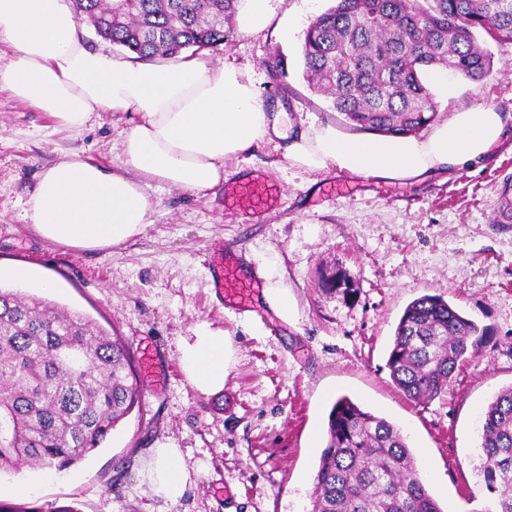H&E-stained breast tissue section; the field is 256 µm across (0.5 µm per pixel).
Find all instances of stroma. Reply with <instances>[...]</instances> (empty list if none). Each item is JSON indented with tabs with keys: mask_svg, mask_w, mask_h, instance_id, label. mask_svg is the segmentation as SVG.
<instances>
[{
	"mask_svg": "<svg viewBox=\"0 0 512 512\" xmlns=\"http://www.w3.org/2000/svg\"><path fill=\"white\" fill-rule=\"evenodd\" d=\"M333 0H278L271 26L235 33L230 45L199 52L252 77L258 99L285 111L296 132L355 129L308 84L302 45L312 20ZM491 74L453 77L434 94L440 120L492 107L506 129L478 163L418 182L363 178L286 162L276 142L251 145L224 164L226 178L260 175L280 186L276 209L250 224L224 206V188L195 193L151 184V222L107 249H74L40 237L26 202L40 174L67 154L119 164L118 147L140 113L100 111L81 131L57 126L37 108L0 90V288L36 295L97 321L133 354L152 349L161 388L142 379L139 408L103 444L63 472L0 475V504L19 512H310L328 412L349 397L401 429L429 492L443 512H489L496 498L481 472L480 419L512 386V45L492 46ZM282 59L284 70L269 65ZM252 277L272 265L288 291L287 317L264 320L215 298L210 255L216 246ZM30 264L54 283L16 282L8 270ZM349 279L354 292L324 288ZM444 296L488 333L486 347L460 370L447 394L417 404L386 366L405 307ZM223 333L232 349L224 387L202 393L187 379L179 348L198 326ZM178 449L188 478L167 496L152 475L154 451Z\"/></svg>",
	"mask_w": 512,
	"mask_h": 512,
	"instance_id": "1",
	"label": "stroma"
}]
</instances>
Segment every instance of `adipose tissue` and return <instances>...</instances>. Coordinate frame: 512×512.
Wrapping results in <instances>:
<instances>
[{"label":"adipose tissue","instance_id":"1","mask_svg":"<svg viewBox=\"0 0 512 512\" xmlns=\"http://www.w3.org/2000/svg\"><path fill=\"white\" fill-rule=\"evenodd\" d=\"M0 89L78 131L97 111L131 109L142 121L120 143V168L71 155L40 175L26 205L38 234L80 249L118 245L150 222L144 185L192 192L221 183L224 163L252 144L284 141L283 157L310 170L414 182L444 167L488 156L504 124L493 108L455 113L426 139L341 138L328 128L290 133L285 115L259 104L255 84L230 65L199 59L123 64L87 47L70 0H0ZM180 363L201 392L223 389V334L201 326L181 348Z\"/></svg>","mask_w":512,"mask_h":512}]
</instances>
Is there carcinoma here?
<instances>
[{
  "label": "carcinoma",
  "mask_w": 512,
  "mask_h": 512,
  "mask_svg": "<svg viewBox=\"0 0 512 512\" xmlns=\"http://www.w3.org/2000/svg\"><path fill=\"white\" fill-rule=\"evenodd\" d=\"M102 39L150 61L228 45L235 0H73ZM486 33L512 45V0H336L308 26L309 85L354 129L406 137L435 121L420 79L447 69L479 81L493 53ZM486 330L440 295L404 309L387 367L417 403L448 391ZM128 345L95 321L38 297L0 288V474L27 464L64 471L99 449L141 403ZM482 471L512 512V386L488 405ZM311 512H443L401 433L346 397L328 415Z\"/></svg>",
  "instance_id": "1"
}]
</instances>
